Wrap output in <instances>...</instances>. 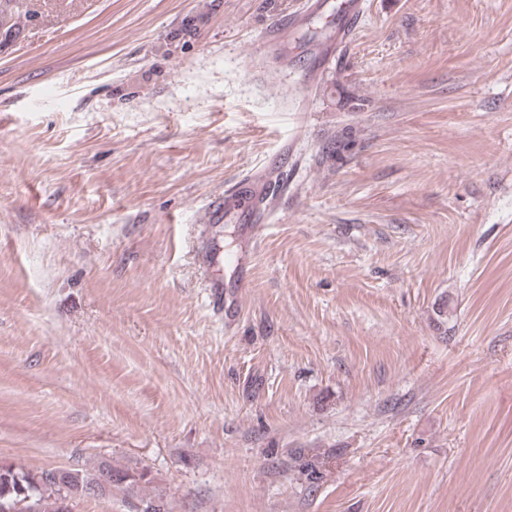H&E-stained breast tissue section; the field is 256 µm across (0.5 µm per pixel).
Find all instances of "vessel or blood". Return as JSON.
Masks as SVG:
<instances>
[{
  "instance_id": "obj_1",
  "label": "vessel or blood",
  "mask_w": 512,
  "mask_h": 512,
  "mask_svg": "<svg viewBox=\"0 0 512 512\" xmlns=\"http://www.w3.org/2000/svg\"><path fill=\"white\" fill-rule=\"evenodd\" d=\"M310 8L315 12L334 10V32L330 44L344 43L361 21L362 0H340L331 4L330 0H312ZM299 23L296 16L290 15L273 21L266 30L265 40L269 43H285L288 34ZM278 167L244 177L233 192L212 199L207 208V221L211 224L223 223L228 217H236L240 223L260 225L272 219L267 210V201L274 194L275 178Z\"/></svg>"
}]
</instances>
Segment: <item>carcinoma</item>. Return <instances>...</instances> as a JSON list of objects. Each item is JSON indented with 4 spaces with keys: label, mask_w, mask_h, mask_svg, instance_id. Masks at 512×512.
Here are the masks:
<instances>
[{
    "label": "carcinoma",
    "mask_w": 512,
    "mask_h": 512,
    "mask_svg": "<svg viewBox=\"0 0 512 512\" xmlns=\"http://www.w3.org/2000/svg\"><path fill=\"white\" fill-rule=\"evenodd\" d=\"M22 0H0V25L8 24L11 32H20L23 20L30 13L22 10ZM299 471L313 485L320 479L318 460L311 456L296 458ZM53 470L32 471L24 467L0 462V512H62L61 504L68 492L53 482ZM72 484L83 487L99 482L109 475V490H119L127 497H135L145 503L146 508L156 509L163 502L161 497L147 498L141 495L142 487L149 482L148 473L121 467L101 460L88 470H68Z\"/></svg>",
    "instance_id": "cac0c4a2"
}]
</instances>
